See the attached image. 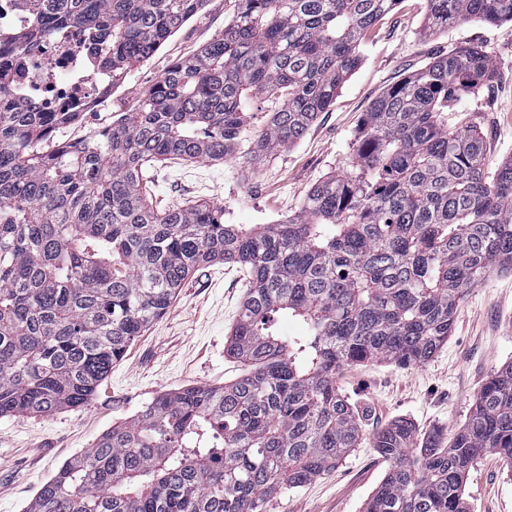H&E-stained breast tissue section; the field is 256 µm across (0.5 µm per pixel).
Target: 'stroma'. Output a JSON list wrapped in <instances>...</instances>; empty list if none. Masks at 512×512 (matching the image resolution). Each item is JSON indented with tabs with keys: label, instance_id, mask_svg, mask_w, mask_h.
I'll return each instance as SVG.
<instances>
[{
	"label": "stroma",
	"instance_id": "stroma-1",
	"mask_svg": "<svg viewBox=\"0 0 512 512\" xmlns=\"http://www.w3.org/2000/svg\"><path fill=\"white\" fill-rule=\"evenodd\" d=\"M234 0H206L202 9L150 58L139 64L112 100L83 123L61 130L70 141L105 128L139 108L149 89L178 58L223 32ZM425 0H402L363 40L362 62L293 145L252 166L220 161L154 164L147 193L155 209L173 204L222 205L228 224H276L297 214L320 179L350 169L361 115L389 85L461 46L482 48L495 64L489 86L466 99L465 122L487 144L486 163L512 156V22L470 20L429 35L423 31ZM247 277L239 266L216 264L192 274L165 314L138 336L113 365L93 400L49 416L0 418V512H25L42 485L72 456L134 415L162 393L188 385L221 386L244 373L224 345L234 329ZM512 362V273L495 272L469 288L452 335L431 360L409 367L367 362L346 369L338 383L366 409L364 442L336 468L273 499L269 512H362L380 484L386 462L370 448L372 433L397 418L412 420L420 434L454 433L474 397L503 364ZM467 512H512V470L497 455L479 459L464 487Z\"/></svg>",
	"mask_w": 512,
	"mask_h": 512
}]
</instances>
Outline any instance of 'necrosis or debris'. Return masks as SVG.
Masks as SVG:
<instances>
[{
	"mask_svg": "<svg viewBox=\"0 0 512 512\" xmlns=\"http://www.w3.org/2000/svg\"><path fill=\"white\" fill-rule=\"evenodd\" d=\"M107 43L95 34L65 31L21 52L18 95L42 112L96 111L111 98L112 80L102 76L97 58Z\"/></svg>",
	"mask_w": 512,
	"mask_h": 512,
	"instance_id": "obj_1",
	"label": "necrosis or debris"
}]
</instances>
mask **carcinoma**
<instances>
[{
	"instance_id": "1",
	"label": "carcinoma",
	"mask_w": 512,
	"mask_h": 512,
	"mask_svg": "<svg viewBox=\"0 0 512 512\" xmlns=\"http://www.w3.org/2000/svg\"><path fill=\"white\" fill-rule=\"evenodd\" d=\"M0 28V416L87 405L112 364L202 266L237 264L247 290L224 386L163 393L64 463L26 512H267L336 467L362 435L338 386L364 362L430 360L465 291L512 271V159L491 171L483 136L448 125L495 66L459 47L387 87L362 116L351 170L317 181L279 224H226L218 204L158 214L150 162L220 160L298 141L361 62L367 33L401 0H235L224 32L175 61L136 112L76 147L73 112H28L10 60L60 27L97 28L117 84L205 0H11ZM512 22V0H426L424 29ZM276 99L241 151L252 100ZM302 324L289 336L280 321ZM388 463L364 512H466L470 468L512 466V363L447 439L405 419L377 430Z\"/></svg>"
}]
</instances>
